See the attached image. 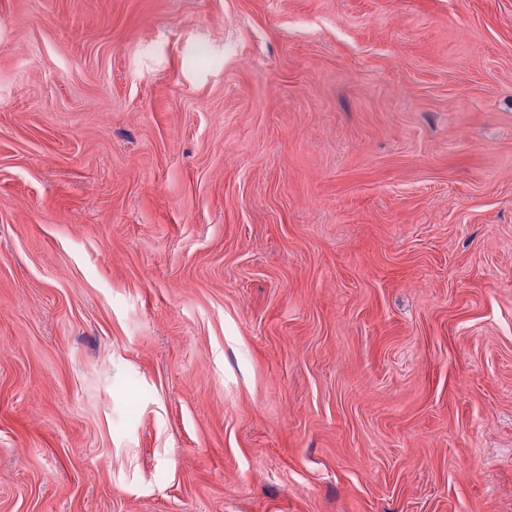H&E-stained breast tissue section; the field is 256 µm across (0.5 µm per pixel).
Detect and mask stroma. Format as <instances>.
I'll use <instances>...</instances> for the list:
<instances>
[{
    "label": "stroma",
    "mask_w": 512,
    "mask_h": 512,
    "mask_svg": "<svg viewBox=\"0 0 512 512\" xmlns=\"http://www.w3.org/2000/svg\"><path fill=\"white\" fill-rule=\"evenodd\" d=\"M0 512H512V0H0Z\"/></svg>",
    "instance_id": "stroma-1"
}]
</instances>
